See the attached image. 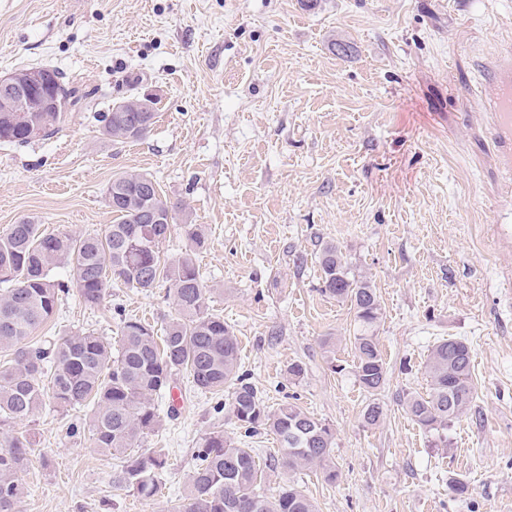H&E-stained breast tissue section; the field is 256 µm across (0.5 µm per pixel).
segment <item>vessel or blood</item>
<instances>
[{
  "mask_svg": "<svg viewBox=\"0 0 512 512\" xmlns=\"http://www.w3.org/2000/svg\"><path fill=\"white\" fill-rule=\"evenodd\" d=\"M484 107L491 115L487 134L501 168L512 171V47L482 68Z\"/></svg>",
  "mask_w": 512,
  "mask_h": 512,
  "instance_id": "vessel-or-blood-1",
  "label": "vessel or blood"
}]
</instances>
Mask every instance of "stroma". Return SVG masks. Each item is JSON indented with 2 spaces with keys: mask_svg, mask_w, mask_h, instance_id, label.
<instances>
[{
  "mask_svg": "<svg viewBox=\"0 0 512 512\" xmlns=\"http://www.w3.org/2000/svg\"><path fill=\"white\" fill-rule=\"evenodd\" d=\"M510 36L512 0H0V76L56 69L80 96L52 136L0 142V231L29 218L104 234L112 177L152 176L178 207L162 254L194 249L241 373L268 410L294 403L335 434L336 482L280 468L267 494L298 484L317 512H512V208L480 113V65ZM144 96L156 112L144 137L102 136L103 113ZM327 243L380 295L375 426L354 376L355 311L321 291ZM121 310L162 330L167 284L116 281L95 308L69 292L35 334L115 344ZM449 337L471 346L478 396L438 447L401 400L428 392L427 355ZM171 385L178 406L159 399L161 425L138 447L167 458L157 495L113 487L116 461L72 432L88 408L47 409L23 424L42 455L19 512H173L216 428L274 454V435L244 433L186 375ZM452 476L468 496L452 497Z\"/></svg>",
  "mask_w": 512,
  "mask_h": 512,
  "instance_id": "1",
  "label": "stroma"
}]
</instances>
